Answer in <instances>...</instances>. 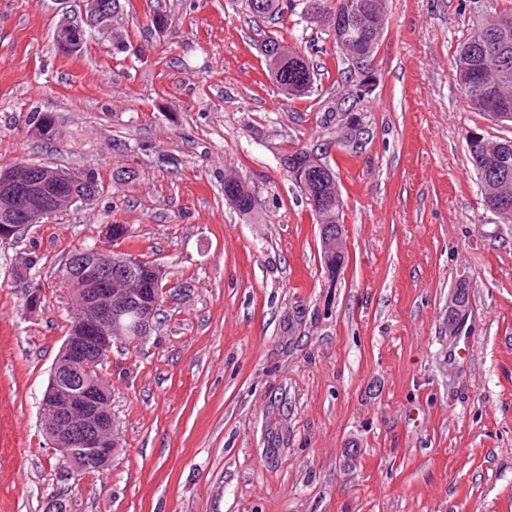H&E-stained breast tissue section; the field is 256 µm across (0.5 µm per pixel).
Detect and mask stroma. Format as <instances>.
<instances>
[{"mask_svg": "<svg viewBox=\"0 0 512 512\" xmlns=\"http://www.w3.org/2000/svg\"><path fill=\"white\" fill-rule=\"evenodd\" d=\"M132 4L121 50L98 38L66 57L54 28L81 0H0V167H95L105 184L0 244V512H46L58 497L66 512H512V223L485 207L465 141L478 127L512 138V125L471 109L452 69L475 0H387L361 101L303 0L277 27L316 74L293 99L245 0ZM36 111L55 114L54 140L27 124ZM341 112L369 130L357 154L336 141ZM299 147L336 162L335 279L284 164ZM230 174L255 189L252 216L225 201ZM108 224L181 289L151 336L115 342L100 369L117 456L64 484L40 427L75 303L57 273ZM28 252L41 261L16 280ZM462 280L472 313L453 336L448 294Z\"/></svg>", "mask_w": 512, "mask_h": 512, "instance_id": "1", "label": "stroma"}]
</instances>
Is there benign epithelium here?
<instances>
[{"label":"benign epithelium","mask_w":512,"mask_h":512,"mask_svg":"<svg viewBox=\"0 0 512 512\" xmlns=\"http://www.w3.org/2000/svg\"><path fill=\"white\" fill-rule=\"evenodd\" d=\"M359 5L353 0H336V6L316 9L314 19L329 26L337 41L343 43L352 29L359 27ZM88 29L96 35H112V8L105 0H82L81 19L63 18L55 30V46L59 53L78 49L75 29ZM482 53L476 59L482 67L486 56L506 52L507 45L491 34L480 40ZM72 174L58 165L48 163H17L0 169V230L10 240L14 224H43L45 220L91 201L67 191ZM323 253L343 248V225L322 224ZM67 265L79 272L84 300L73 315L71 334L61 346L52 367L51 381L42 404V430L52 454L60 462L61 480L78 471L104 469L117 455L119 440L115 417L104 408L111 395L109 385L99 375L88 383L85 373L112 355L113 343L120 339L119 320L124 309H138L137 335L144 340L155 328L154 316L169 297L170 290H179L168 280V269L160 262L146 266L157 283L164 284L156 293L139 287V275H130V259L112 246V230L106 239L93 248L67 259ZM453 319L466 321L469 305L459 298L454 288L448 299Z\"/></svg>","instance_id":"7a95c632"}]
</instances>
